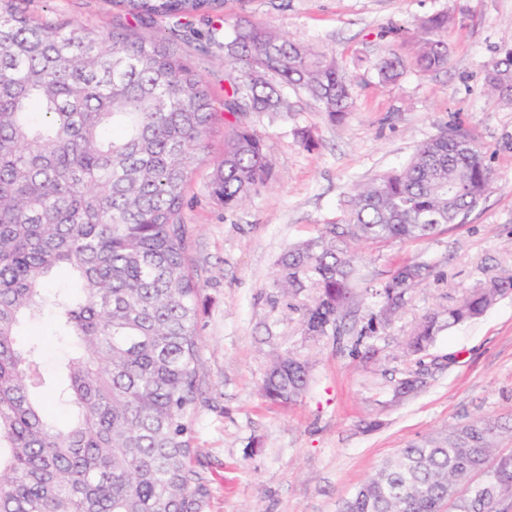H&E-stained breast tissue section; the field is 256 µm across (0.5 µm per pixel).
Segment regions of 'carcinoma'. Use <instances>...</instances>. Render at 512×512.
I'll return each mask as SVG.
<instances>
[{
    "instance_id": "carcinoma-1",
    "label": "carcinoma",
    "mask_w": 512,
    "mask_h": 512,
    "mask_svg": "<svg viewBox=\"0 0 512 512\" xmlns=\"http://www.w3.org/2000/svg\"><path fill=\"white\" fill-rule=\"evenodd\" d=\"M144 24L207 14L224 0H115ZM448 14L418 20L413 65L447 68ZM236 76L214 107L202 73L167 38L146 41L64 19H35L0 0V512H199L202 477L192 466L201 381L197 281L189 256L186 188L224 122V157L209 188L226 208L265 184L267 145L252 112H286L282 88L302 93L331 118L354 108L352 84L335 57L246 17L220 18ZM392 83L404 63H372ZM483 93L512 103V50L489 61ZM41 116L35 125L33 115ZM495 181L487 151L459 125L422 142L409 162L354 185L344 223L323 224L276 261L275 298L306 295L301 329L354 356L427 276L403 261L369 284L367 322L352 316L357 247L427 239L473 210ZM73 279L72 295L52 287ZM512 294L494 277L456 305L425 316L402 342L422 362L444 329L480 317ZM52 306L57 336L77 352L64 364L58 424L34 395L46 385L40 346L18 328ZM313 364L289 350L266 367L261 391L282 405L308 389ZM424 371L403 374L397 396L416 392ZM499 420L477 416L411 443L375 470L340 512H499L512 494V453L498 454Z\"/></svg>"
}]
</instances>
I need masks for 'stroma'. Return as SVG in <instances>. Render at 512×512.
Segmentation results:
<instances>
[{"label": "stroma", "mask_w": 512, "mask_h": 512, "mask_svg": "<svg viewBox=\"0 0 512 512\" xmlns=\"http://www.w3.org/2000/svg\"><path fill=\"white\" fill-rule=\"evenodd\" d=\"M44 16H66L111 29L126 15L108 0H19ZM446 12L448 66L422 74L405 29ZM227 17L246 15L333 54L353 84L355 107L331 121L304 95L286 91L288 113H253L250 125L271 148L267 183L236 209L208 188L224 157V127L210 135L205 161L187 189L191 258L201 285L199 334L203 384L194 421V468L207 493L200 512H337L341 502L399 448L478 415L499 419L501 452L512 451V298L479 319L439 333L424 358L425 386L393 400L391 387L413 369L400 349L430 312L458 302L478 282L512 271V104L480 90L483 65L512 48V0H226ZM205 18L135 25L146 39L172 37L205 77L216 110L224 108V50L210 43ZM391 51L409 65L393 84L366 62ZM466 128L488 154L495 182L461 223L434 237L363 251L358 280L385 278L395 262L433 271L376 342L369 359L332 341L308 345L300 316L274 303L275 263L292 243L344 218L354 184L406 163L416 147L448 125ZM310 130L315 148L299 130ZM42 347L43 400L58 417L59 367L70 348L45 312L24 324ZM311 356L312 380L294 405L266 400L259 384L274 348ZM378 420L376 430L364 424Z\"/></svg>", "instance_id": "1"}]
</instances>
